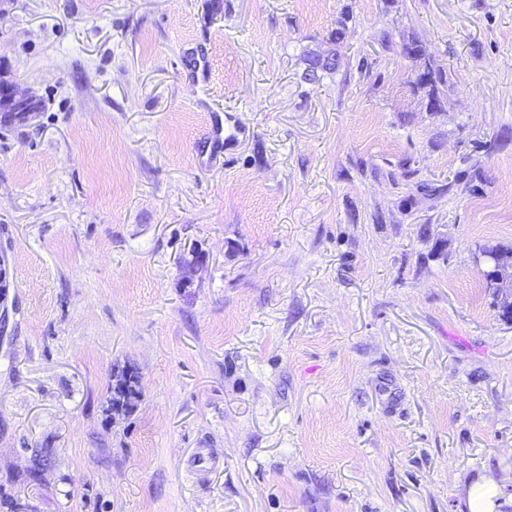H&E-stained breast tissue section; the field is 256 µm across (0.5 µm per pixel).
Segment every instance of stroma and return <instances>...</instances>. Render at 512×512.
I'll list each match as a JSON object with an SVG mask.
<instances>
[{"instance_id": "35a3bbf8", "label": "stroma", "mask_w": 512, "mask_h": 512, "mask_svg": "<svg viewBox=\"0 0 512 512\" xmlns=\"http://www.w3.org/2000/svg\"><path fill=\"white\" fill-rule=\"evenodd\" d=\"M1 75L41 103L0 121L18 512L512 498V323L479 254L512 247V0H0ZM216 124L242 137L213 161ZM421 71L424 79L416 80V85L418 88L428 89L427 95L429 97V102L433 105V103L438 102V84L444 82V75L439 69H435L430 63H424L421 66ZM133 383L132 377H123L115 383L110 399L112 410H121L126 413L133 411L139 397ZM500 494V483L493 477H482L466 489V502L470 512H495L494 508L506 505L496 503Z\"/></svg>"}]
</instances>
